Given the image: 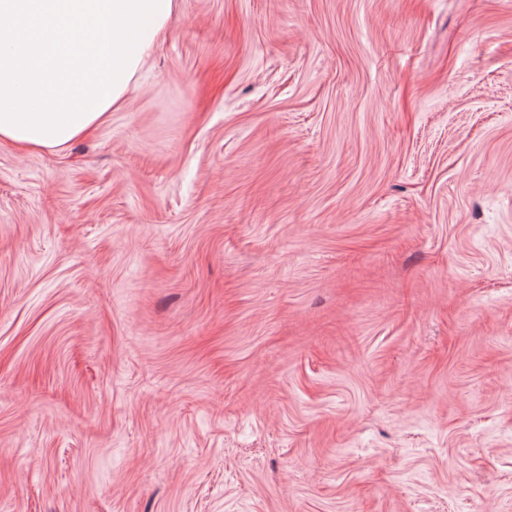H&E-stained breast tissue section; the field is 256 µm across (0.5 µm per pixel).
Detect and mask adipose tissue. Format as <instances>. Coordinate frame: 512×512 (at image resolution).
Wrapping results in <instances>:
<instances>
[{"mask_svg":"<svg viewBox=\"0 0 512 512\" xmlns=\"http://www.w3.org/2000/svg\"><path fill=\"white\" fill-rule=\"evenodd\" d=\"M178 0H0V146L57 149L126 101Z\"/></svg>","mask_w":512,"mask_h":512,"instance_id":"ef3b65f1","label":"adipose tissue"}]
</instances>
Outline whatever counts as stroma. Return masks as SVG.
Instances as JSON below:
<instances>
[{"instance_id": "1", "label": "stroma", "mask_w": 512, "mask_h": 512, "mask_svg": "<svg viewBox=\"0 0 512 512\" xmlns=\"http://www.w3.org/2000/svg\"><path fill=\"white\" fill-rule=\"evenodd\" d=\"M0 512H512V0H179L0 146Z\"/></svg>"}]
</instances>
